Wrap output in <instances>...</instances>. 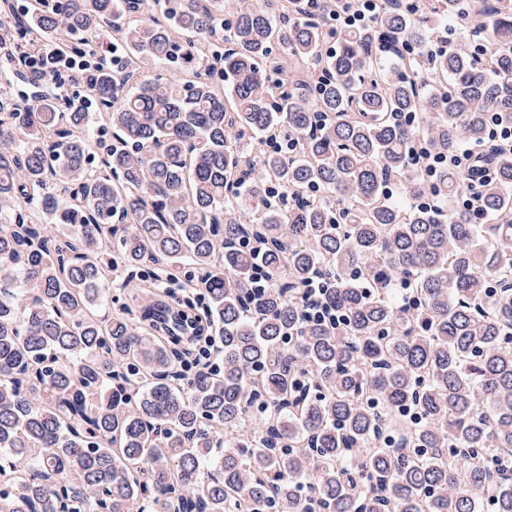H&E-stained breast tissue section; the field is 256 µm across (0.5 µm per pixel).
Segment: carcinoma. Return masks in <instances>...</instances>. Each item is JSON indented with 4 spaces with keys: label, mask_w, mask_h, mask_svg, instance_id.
<instances>
[{
    "label": "carcinoma",
    "mask_w": 512,
    "mask_h": 512,
    "mask_svg": "<svg viewBox=\"0 0 512 512\" xmlns=\"http://www.w3.org/2000/svg\"><path fill=\"white\" fill-rule=\"evenodd\" d=\"M44 2L38 38L83 50L106 25L132 68L95 75V112L0 98V512H512L490 462L512 456V154L487 153L498 224L419 206L409 156L416 136L451 153L492 112L512 123V0L493 4L487 66L385 12L416 59L384 71L374 32H349L313 103L268 74L316 60L325 25L279 0H236L231 20L224 0ZM471 184L438 177L446 197ZM258 260L268 289L249 287ZM186 267L204 326L165 301L112 311L120 275L151 289ZM320 273L335 328L295 293ZM192 330L223 367L184 371Z\"/></svg>",
    "instance_id": "cac0c4a2"
}]
</instances>
